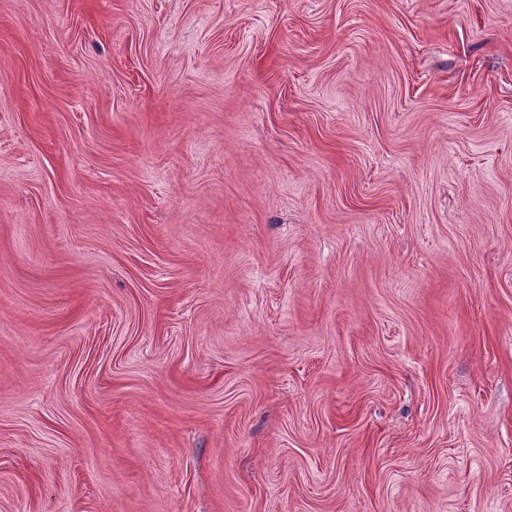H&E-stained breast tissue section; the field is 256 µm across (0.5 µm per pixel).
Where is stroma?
Segmentation results:
<instances>
[{
    "label": "stroma",
    "mask_w": 512,
    "mask_h": 512,
    "mask_svg": "<svg viewBox=\"0 0 512 512\" xmlns=\"http://www.w3.org/2000/svg\"><path fill=\"white\" fill-rule=\"evenodd\" d=\"M0 512H512V0H0Z\"/></svg>",
    "instance_id": "obj_1"
}]
</instances>
